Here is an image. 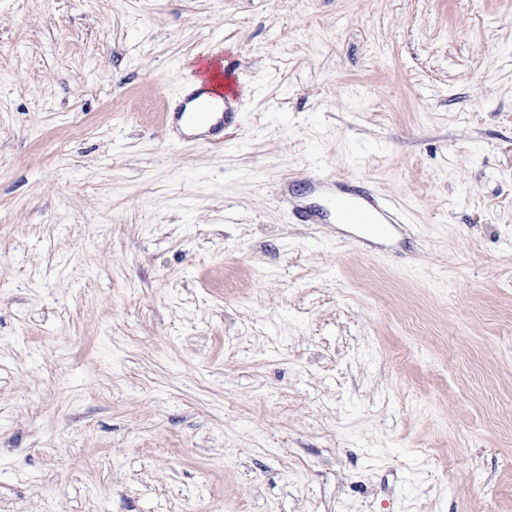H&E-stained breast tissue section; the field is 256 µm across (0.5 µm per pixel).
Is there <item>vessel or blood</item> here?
I'll return each instance as SVG.
<instances>
[{
  "label": "vessel or blood",
  "mask_w": 512,
  "mask_h": 512,
  "mask_svg": "<svg viewBox=\"0 0 512 512\" xmlns=\"http://www.w3.org/2000/svg\"><path fill=\"white\" fill-rule=\"evenodd\" d=\"M238 93L233 60H211L207 67L194 69L174 116L198 132L200 139L216 142L232 117L228 105ZM309 184L312 200L298 207L300 219L310 224L360 225V232L349 237L357 246H368L375 237H389L403 221L397 204L361 190L358 180L323 174L310 176Z\"/></svg>",
  "instance_id": "obj_1"
}]
</instances>
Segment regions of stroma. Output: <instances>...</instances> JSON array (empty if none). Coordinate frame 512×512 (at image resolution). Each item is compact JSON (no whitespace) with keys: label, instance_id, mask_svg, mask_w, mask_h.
<instances>
[{"label":"stroma","instance_id":"1","mask_svg":"<svg viewBox=\"0 0 512 512\" xmlns=\"http://www.w3.org/2000/svg\"><path fill=\"white\" fill-rule=\"evenodd\" d=\"M0 512H512V0H0ZM221 62L223 55L218 56ZM218 58L211 59L205 68L192 71L193 80L182 91V103L174 111V117L189 127L185 132L176 124L183 140L203 139L211 144L223 143L224 125L229 123L233 112L228 105L238 97V86L234 77V62L225 57L224 68ZM193 103L190 109L186 105ZM193 131H200L194 133ZM312 201L299 206L297 214L308 224H360L364 231L347 239L365 247L376 238L389 237L394 224H406L400 208L374 192L361 190L357 179L336 180L332 175H309Z\"/></svg>","mask_w":512,"mask_h":512}]
</instances>
